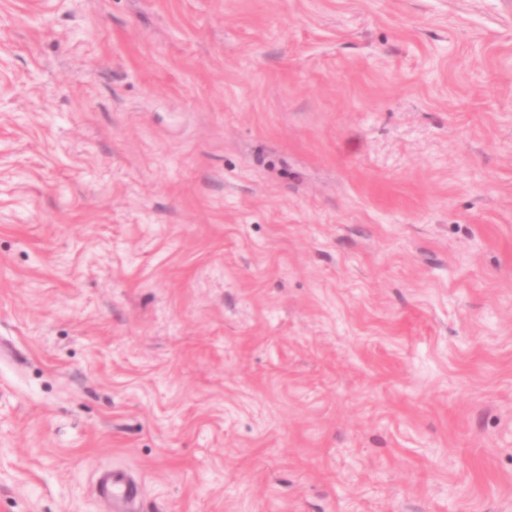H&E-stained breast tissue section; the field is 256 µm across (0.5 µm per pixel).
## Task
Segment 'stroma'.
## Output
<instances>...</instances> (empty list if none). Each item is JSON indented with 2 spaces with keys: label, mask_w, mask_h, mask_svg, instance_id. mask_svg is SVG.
I'll return each mask as SVG.
<instances>
[{
  "label": "stroma",
  "mask_w": 512,
  "mask_h": 512,
  "mask_svg": "<svg viewBox=\"0 0 512 512\" xmlns=\"http://www.w3.org/2000/svg\"><path fill=\"white\" fill-rule=\"evenodd\" d=\"M512 512V0H0V512ZM100 496L112 504L111 512H139L140 489L125 473L106 471L100 474L97 482Z\"/></svg>",
  "instance_id": "obj_1"
}]
</instances>
